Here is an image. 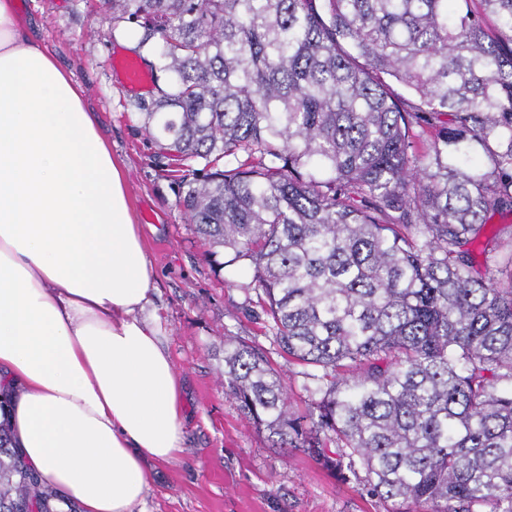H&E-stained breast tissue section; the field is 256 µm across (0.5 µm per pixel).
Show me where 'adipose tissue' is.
<instances>
[{"label": "adipose tissue", "mask_w": 512, "mask_h": 512, "mask_svg": "<svg viewBox=\"0 0 512 512\" xmlns=\"http://www.w3.org/2000/svg\"><path fill=\"white\" fill-rule=\"evenodd\" d=\"M154 278L83 88L0 0V375L58 512H134L182 450Z\"/></svg>", "instance_id": "1"}]
</instances>
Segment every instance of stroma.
<instances>
[{"instance_id": "35a3bbf8", "label": "stroma", "mask_w": 512, "mask_h": 512, "mask_svg": "<svg viewBox=\"0 0 512 512\" xmlns=\"http://www.w3.org/2000/svg\"><path fill=\"white\" fill-rule=\"evenodd\" d=\"M31 35L85 91L112 156L124 168L135 221L154 266V305L183 384L182 451L147 465L143 512H392L323 469L303 449L275 447L225 394L224 339L267 344L261 319L244 308V264L225 266L187 224L171 158L148 140L130 88L114 58L140 41L132 24L113 26L101 0H20Z\"/></svg>"}]
</instances>
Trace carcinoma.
<instances>
[{
    "label": "carcinoma",
    "mask_w": 512,
    "mask_h": 512,
    "mask_svg": "<svg viewBox=\"0 0 512 512\" xmlns=\"http://www.w3.org/2000/svg\"><path fill=\"white\" fill-rule=\"evenodd\" d=\"M105 5L167 74L136 109L196 165L187 223L252 272L273 350L224 340L243 416L398 512H512V247L486 224L512 211V0ZM52 498L1 414L0 512ZM271 357L274 367L286 379L288 385L291 386L294 393V398L297 400V409L299 411H303L305 405L304 402H301L299 399L300 397L304 399L303 396H305V392L302 388L303 378L299 373L302 371V367L297 363L288 362V359L282 358L277 354H272Z\"/></svg>",
    "instance_id": "obj_1"
}]
</instances>
